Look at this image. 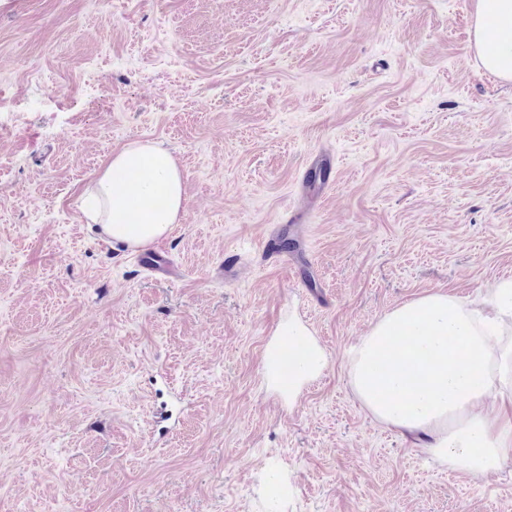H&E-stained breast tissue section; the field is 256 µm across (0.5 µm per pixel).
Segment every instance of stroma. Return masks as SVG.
<instances>
[{
  "mask_svg": "<svg viewBox=\"0 0 512 512\" xmlns=\"http://www.w3.org/2000/svg\"><path fill=\"white\" fill-rule=\"evenodd\" d=\"M475 0H0V512H512L376 423L352 345L432 291L512 277V81ZM171 151L185 210L151 277L88 223L114 152ZM332 157L314 194L310 162ZM291 247L268 255L269 237ZM237 279L216 278L226 254ZM328 365L295 400L288 317ZM287 354L301 353V360L288 367V383L282 374L285 345ZM328 357L324 348L307 325L294 317L280 324L276 337L267 345L263 355V372L267 383L276 387L288 400L296 397L302 387L326 368Z\"/></svg>",
  "mask_w": 512,
  "mask_h": 512,
  "instance_id": "stroma-1",
  "label": "stroma"
}]
</instances>
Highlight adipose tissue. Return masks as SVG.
I'll use <instances>...</instances> for the list:
<instances>
[{
	"mask_svg": "<svg viewBox=\"0 0 512 512\" xmlns=\"http://www.w3.org/2000/svg\"><path fill=\"white\" fill-rule=\"evenodd\" d=\"M512 34V0H476L474 44L484 68L512 80V51L487 49V26ZM125 172L122 181L113 172ZM138 198L129 207V198ZM184 210L182 172L163 147L134 143L115 153L88 193L86 216L112 241L143 248L169 233ZM512 278L481 303L432 292L382 315L349 357V385L372 418L414 438L418 447L473 476L512 458V417L491 419L489 398L512 406ZM300 361L283 367L285 352ZM328 357L297 318L280 324L263 355L267 383L295 398Z\"/></svg>",
	"mask_w": 512,
	"mask_h": 512,
	"instance_id": "ef3b65f1",
	"label": "adipose tissue"
}]
</instances>
